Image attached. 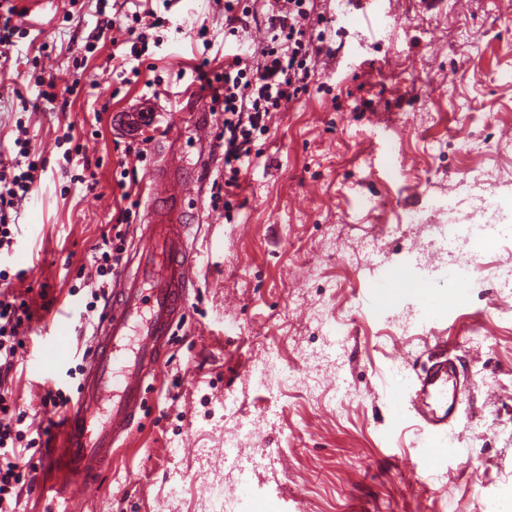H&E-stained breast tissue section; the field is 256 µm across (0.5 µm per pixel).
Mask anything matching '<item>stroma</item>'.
<instances>
[{
	"mask_svg": "<svg viewBox=\"0 0 512 512\" xmlns=\"http://www.w3.org/2000/svg\"><path fill=\"white\" fill-rule=\"evenodd\" d=\"M17 39L0 74V151L25 126L44 166L19 207L13 252L0 258L25 276L6 289L29 294V354L59 344L52 370L24 363L8 384L48 446L23 453L36 470L21 512H47L40 491L62 482L46 456L58 448L62 414L41 402L85 351L69 289L90 274L92 249L128 205L119 163L136 168L131 197L147 202L157 162L126 155L113 116L142 96L157 102L167 144L195 166L185 201L194 218L196 285L169 353L152 379L141 423L125 434L86 512H207L194 451L229 475L236 494L274 495L279 512H512V276L493 247L469 267L465 295L410 287L416 263L443 278L464 265L454 239L402 216L425 209L434 223L512 225V7L507 0H318L340 50L319 56V75L299 102L256 133L239 207L212 210L224 172V117L182 78L187 65L224 48L221 0H152L166 20L148 30L138 77L112 72L128 52L135 0H109L117 26L93 53L96 0H9ZM70 94L65 109L38 100L36 77ZM206 108L198 138L195 107ZM102 112L100 135L87 119ZM81 138L93 191L71 187L55 140ZM468 139L470 154L457 142ZM447 338L463 366L447 425L454 453L427 462L428 428L417 414L415 363ZM245 432L244 452L224 456L225 436Z\"/></svg>",
	"mask_w": 512,
	"mask_h": 512,
	"instance_id": "stroma-1",
	"label": "stroma"
}]
</instances>
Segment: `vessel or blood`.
Segmentation results:
<instances>
[{"label": "vessel or blood", "mask_w": 512, "mask_h": 512, "mask_svg": "<svg viewBox=\"0 0 512 512\" xmlns=\"http://www.w3.org/2000/svg\"><path fill=\"white\" fill-rule=\"evenodd\" d=\"M158 108L144 99L121 112L118 129L138 137ZM151 202L143 217L133 268L112 290V304L95 328L78 397L65 416L64 466L67 478L59 496L63 512H83L86 494L99 484L119 437L138 419L156 374L168 352L173 328L185 313L198 255L190 243L191 227L183 201L193 180L187 158L161 162L148 175ZM459 367L444 358L425 372L421 391L438 409L427 417L431 441L428 461L447 456L440 427L456 406L450 399Z\"/></svg>", "instance_id": "b4317fda"}]
</instances>
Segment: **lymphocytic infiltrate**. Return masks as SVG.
<instances>
[{
	"mask_svg": "<svg viewBox=\"0 0 512 512\" xmlns=\"http://www.w3.org/2000/svg\"><path fill=\"white\" fill-rule=\"evenodd\" d=\"M315 0H273L267 17L268 43L261 60L251 63L247 55L232 54L214 72L210 100L224 112V167L229 175L216 185L210 197L212 209L229 207L241 186V166L253 150L255 133L266 130L271 113L282 111L306 90L313 75L307 60L319 54L334 55L326 32L307 37L305 22L315 13ZM16 155L0 158V255L10 253L17 242L18 227L10 212L27 197L35 182L38 163L31 157L27 130L14 140ZM132 209L121 210L112 232L103 234L93 248L96 286L84 308L94 312L110 298L112 279L122 262L127 238L123 224L129 223ZM32 321L30 306L20 297L0 298V378L9 375L23 359V335ZM24 413L0 389V512H18L23 488L21 447H37L40 437L23 429Z\"/></svg>",
	"mask_w": 512,
	"mask_h": 512,
	"instance_id": "1",
	"label": "lymphocytic infiltrate"
}]
</instances>
